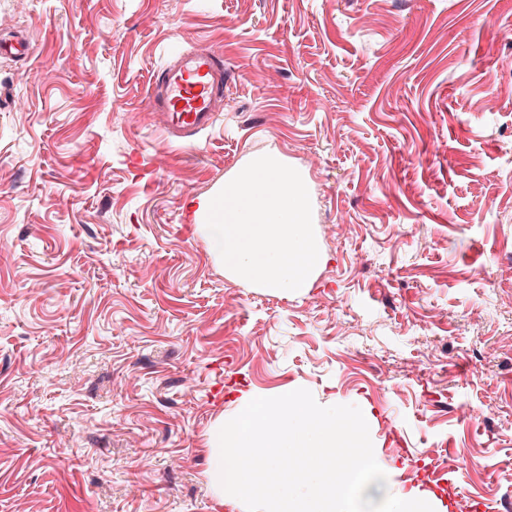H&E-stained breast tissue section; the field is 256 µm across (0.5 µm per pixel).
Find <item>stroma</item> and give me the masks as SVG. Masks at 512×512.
Returning a JSON list of instances; mask_svg holds the SVG:
<instances>
[{
  "instance_id": "35a3bbf8",
  "label": "stroma",
  "mask_w": 512,
  "mask_h": 512,
  "mask_svg": "<svg viewBox=\"0 0 512 512\" xmlns=\"http://www.w3.org/2000/svg\"><path fill=\"white\" fill-rule=\"evenodd\" d=\"M1 35L28 56H0V512H230L209 429L294 386L369 412L402 493L512 512V0H0ZM168 45L226 74L177 152L146 106ZM273 149L327 256L296 295L187 212Z\"/></svg>"
}]
</instances>
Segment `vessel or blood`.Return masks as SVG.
I'll use <instances>...</instances> for the list:
<instances>
[{"label": "vessel or blood", "instance_id": "b4317fda", "mask_svg": "<svg viewBox=\"0 0 512 512\" xmlns=\"http://www.w3.org/2000/svg\"><path fill=\"white\" fill-rule=\"evenodd\" d=\"M150 79L148 109L162 123L168 142L194 143L224 109V57L212 50L170 49Z\"/></svg>", "mask_w": 512, "mask_h": 512}]
</instances>
